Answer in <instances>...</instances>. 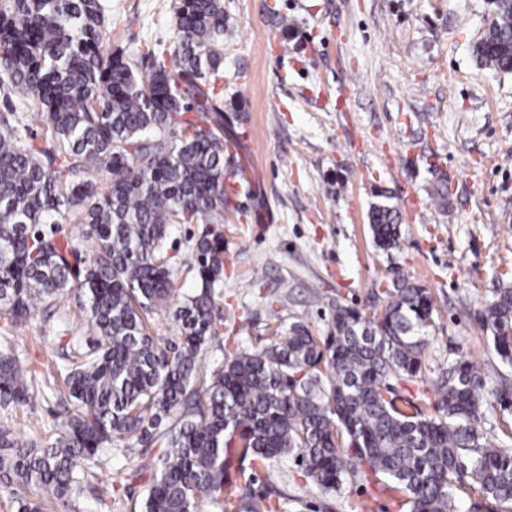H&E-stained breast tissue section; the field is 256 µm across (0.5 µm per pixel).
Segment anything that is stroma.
Returning <instances> with one entry per match:
<instances>
[{
	"label": "stroma",
	"instance_id": "stroma-1",
	"mask_svg": "<svg viewBox=\"0 0 512 512\" xmlns=\"http://www.w3.org/2000/svg\"><path fill=\"white\" fill-rule=\"evenodd\" d=\"M175 0H105L107 52L135 55L175 38ZM224 119L236 135L224 184L234 213L224 234V285L215 300L221 335L208 366L273 331L303 323L326 335L329 300L385 307L392 267L432 292L433 328L422 357L426 375L463 356L499 367L474 320L493 290L512 285V73L477 63L473 49L489 16L487 0H224ZM448 180L446 205L433 195ZM404 215L400 245L373 241L369 209L379 195ZM181 224L169 238L178 294L159 309L153 331L175 336L172 311L197 285ZM76 294L50 313L6 328L26 378L63 389L59 370L74 338H86ZM55 394L13 408L22 439L57 433ZM113 457L102 477L111 498H82V512H129L148 486ZM253 490L271 512H357L360 482L338 494L310 483L292 460L278 475L258 474Z\"/></svg>",
	"mask_w": 512,
	"mask_h": 512
}]
</instances>
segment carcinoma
<instances>
[{"label": "carcinoma", "mask_w": 512, "mask_h": 512, "mask_svg": "<svg viewBox=\"0 0 512 512\" xmlns=\"http://www.w3.org/2000/svg\"><path fill=\"white\" fill-rule=\"evenodd\" d=\"M477 62L512 72V0H492ZM176 41L138 56L104 53L101 0H0V313L24 323L78 292L88 348L70 346L71 406L59 433L24 441L0 424V478L16 512L56 502L79 512L117 451L132 478L136 458L159 444L147 494L131 512H269L254 474L285 459L326 494L351 480L401 493L399 512H460L469 487L512 508V432L493 442L487 412L512 411V381L461 356L425 381L422 356L433 323L430 289L396 268L382 314L340 301L318 338L302 323L259 351L202 363L220 336L216 290L224 284V237L191 242L197 289L173 313L177 336L150 331L174 292L168 251L174 224H222L230 211L224 156V0H179ZM41 133L29 132L31 113ZM107 183L100 192L96 180ZM82 224L79 240L57 235ZM401 214L371 206V231L399 247ZM475 320L512 366V288H499ZM0 409L37 390L21 375L10 338L0 341ZM418 405H395L396 386ZM35 486L39 498L26 490Z\"/></svg>", "instance_id": "carcinoma-1"}]
</instances>
